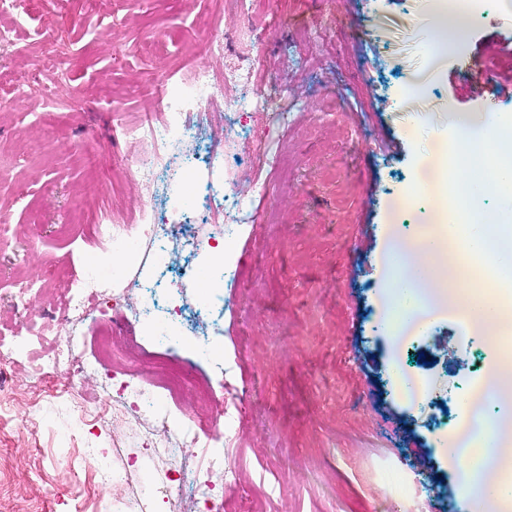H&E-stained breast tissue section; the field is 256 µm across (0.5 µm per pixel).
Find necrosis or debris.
Returning a JSON list of instances; mask_svg holds the SVG:
<instances>
[{
  "label": "necrosis or debris",
  "mask_w": 512,
  "mask_h": 512,
  "mask_svg": "<svg viewBox=\"0 0 512 512\" xmlns=\"http://www.w3.org/2000/svg\"><path fill=\"white\" fill-rule=\"evenodd\" d=\"M63 70V63L58 60L39 71L22 75L18 85L33 89L43 108H59L66 103L60 89ZM257 83L258 75L252 68L234 67L218 72L199 63L183 91L154 95L152 109L143 112L140 119L119 123L118 128L127 141L146 148L131 165L130 176L147 194H166L176 186L190 202L183 208V221L174 224L151 207L142 210L136 224H124L108 215L99 218L95 234L101 255L86 263L79 290L71 297L63 319L65 343L42 359L37 369L39 375L68 383L90 370V362L77 356L85 326L90 321L99 327L111 324L113 305L120 301V288L129 283L132 271H144L152 276L175 267L181 280L194 281L196 267L189 256L194 250L197 226L203 222L220 224L224 221L223 198L200 197L194 173L200 164L219 167L222 157L213 146L199 143L193 127L183 122L182 115L194 112L200 122H208L214 103L224 97L225 87L253 88ZM116 254L124 255L126 264L111 266L110 261ZM209 308V300L202 297L174 307L148 295L133 316L150 337L189 345L198 359L220 371L224 361L215 351L219 329L198 318L199 312ZM158 372V380L150 383L130 373L107 378L103 390L108 401L96 410V417L105 420L122 411L137 415L148 409L156 422H166L182 387L183 374L179 365L168 359L159 363ZM156 448L159 455L174 459L179 475L177 483L167 485L166 496L178 498L187 491L195 503L203 505L204 512H224V501L208 479L210 472L223 470V454L213 455L207 470L201 471L175 460V440L157 442Z\"/></svg>",
  "instance_id": "1"
}]
</instances>
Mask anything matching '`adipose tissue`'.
I'll use <instances>...</instances> for the list:
<instances>
[{
  "label": "adipose tissue",
  "mask_w": 512,
  "mask_h": 512,
  "mask_svg": "<svg viewBox=\"0 0 512 512\" xmlns=\"http://www.w3.org/2000/svg\"><path fill=\"white\" fill-rule=\"evenodd\" d=\"M470 14V0H427L426 19L436 52L456 54L465 42Z\"/></svg>",
  "instance_id": "ef3b65f1"
}]
</instances>
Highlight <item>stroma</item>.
<instances>
[{"instance_id": "stroma-1", "label": "stroma", "mask_w": 512, "mask_h": 512, "mask_svg": "<svg viewBox=\"0 0 512 512\" xmlns=\"http://www.w3.org/2000/svg\"><path fill=\"white\" fill-rule=\"evenodd\" d=\"M424 0H255L241 17L228 0H21L13 47L0 52V336L26 330L48 348L64 336L58 304L93 257L92 226L112 214L138 223L144 196L128 174L139 154L116 131L115 113L134 118L145 94L166 77L183 85L204 59L213 24L225 54L215 68L261 64L268 106L232 87L201 127L226 163L196 171L197 184H223L244 202L228 224L200 225L199 277H212L211 241L224 244V382L181 390L164 428L223 410L239 434L224 451L235 485L224 512L261 489L266 512H471L455 471L434 437L457 429L470 387L493 351L462 337L450 317L391 350L383 327L387 276L378 263L381 234L397 194L416 190L419 160L449 137L448 114H481L473 74L498 73L512 57L482 56L512 39V10L487 0L459 55L437 64L422 17ZM68 62L64 109L36 106L14 72L40 69L49 56ZM234 137H227V128ZM30 286L22 303L17 277ZM121 299L114 335L125 364L146 381L157 347L142 338ZM97 371L73 391L88 410L102 397L111 357L85 336ZM425 381L430 395L453 391L448 407L405 406L392 386L391 361ZM0 387V512H187L163 499L170 460L142 439L144 422L118 415L75 429L72 408L53 381L22 359ZM105 450L126 467L121 485L103 483L86 451Z\"/></svg>"}]
</instances>
